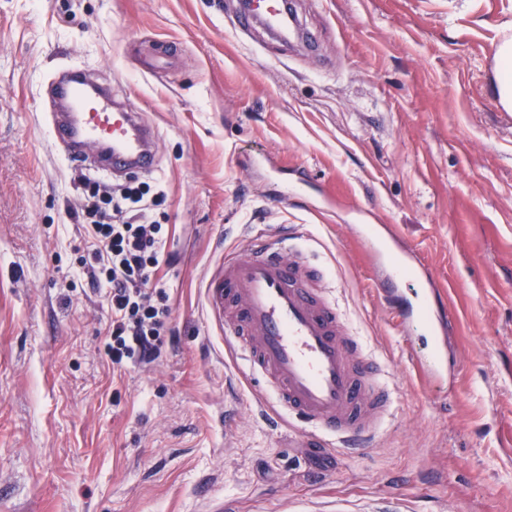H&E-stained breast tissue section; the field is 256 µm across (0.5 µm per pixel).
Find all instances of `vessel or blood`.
Masks as SVG:
<instances>
[{"label": "vessel or blood", "instance_id": "b4317fda", "mask_svg": "<svg viewBox=\"0 0 512 512\" xmlns=\"http://www.w3.org/2000/svg\"><path fill=\"white\" fill-rule=\"evenodd\" d=\"M280 0H266V15L246 9L240 30L263 19L279 30ZM60 111L49 113L52 144L81 166L87 149L100 150L105 173L148 172L156 164L154 132L139 112L116 105L110 91L91 82L82 67L66 65L52 76ZM376 268V285L403 302V318L427 335H444L445 314L432 313L434 283L418 271L414 252L387 246L374 232H356ZM307 247L272 231L252 235L244 251L224 255L221 273L207 283L210 307L224 316L227 342L243 352L278 406L304 426L307 437L337 453L364 447L379 432L391 394L378 384L379 364L363 354L355 336L313 273Z\"/></svg>", "mask_w": 512, "mask_h": 512}]
</instances>
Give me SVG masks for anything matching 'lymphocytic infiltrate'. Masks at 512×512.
Segmentation results:
<instances>
[{
	"label": "lymphocytic infiltrate",
	"mask_w": 512,
	"mask_h": 512,
	"mask_svg": "<svg viewBox=\"0 0 512 512\" xmlns=\"http://www.w3.org/2000/svg\"><path fill=\"white\" fill-rule=\"evenodd\" d=\"M78 182L84 203L75 217L86 249L78 262L112 313L105 353L118 367L154 360L171 316L160 276L169 261L163 223L167 196L145 182L114 187L84 175Z\"/></svg>",
	"instance_id": "lymphocytic-infiltrate-1"
}]
</instances>
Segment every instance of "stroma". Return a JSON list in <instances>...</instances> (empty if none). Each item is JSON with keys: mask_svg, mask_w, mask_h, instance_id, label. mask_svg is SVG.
<instances>
[{"mask_svg": "<svg viewBox=\"0 0 512 512\" xmlns=\"http://www.w3.org/2000/svg\"><path fill=\"white\" fill-rule=\"evenodd\" d=\"M316 51L239 0H0V512H512V120L489 87L512 0H292ZM141 112L168 194L171 334L114 368L111 312L69 291L78 175L50 143L54 70ZM306 173L288 205L275 180ZM390 225L456 322L428 382L351 230ZM303 231L393 392L372 445L337 456L275 420L226 351L206 283L247 234ZM267 6V15H261L257 13L251 7V1L246 8V11L243 12L238 17V27L242 31H246L252 24L253 19L262 20L271 30L276 32L283 39H288V37L284 36L280 31V21L282 15L285 12H288L287 2L283 0H264ZM281 1V2H280ZM281 3V8L277 9V5Z\"/></svg>", "mask_w": 512, "mask_h": 512, "instance_id": "stroma-1", "label": "stroma"}]
</instances>
